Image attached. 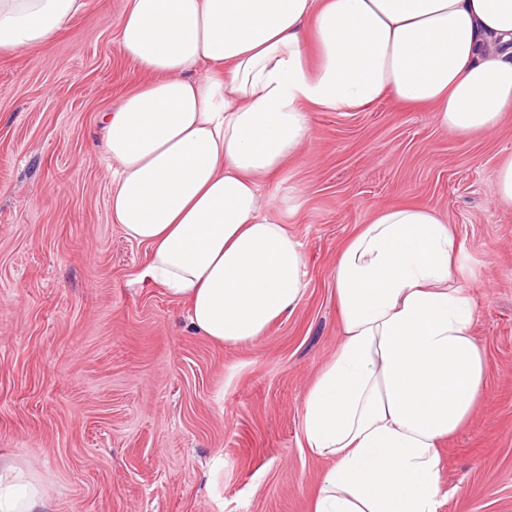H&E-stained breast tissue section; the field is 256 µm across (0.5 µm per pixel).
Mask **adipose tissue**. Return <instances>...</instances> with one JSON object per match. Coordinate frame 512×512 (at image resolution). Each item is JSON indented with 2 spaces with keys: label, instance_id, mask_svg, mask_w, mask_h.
I'll use <instances>...</instances> for the list:
<instances>
[{
  "label": "adipose tissue",
  "instance_id": "ef3b65f1",
  "mask_svg": "<svg viewBox=\"0 0 512 512\" xmlns=\"http://www.w3.org/2000/svg\"><path fill=\"white\" fill-rule=\"evenodd\" d=\"M85 0H0V55L35 50ZM117 45L147 75L103 113L110 209L143 271L219 344L263 336L307 288L300 242L263 183L313 139L310 115L383 97L466 135L512 112V0H126ZM458 246L434 209H380L336 258L342 339L304 398L307 451L331 460L312 512H438L442 444L485 393ZM0 464V512H49Z\"/></svg>",
  "mask_w": 512,
  "mask_h": 512
}]
</instances>
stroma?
Listing matches in <instances>:
<instances>
[{"label":"stroma","mask_w":512,"mask_h":512,"mask_svg":"<svg viewBox=\"0 0 512 512\" xmlns=\"http://www.w3.org/2000/svg\"><path fill=\"white\" fill-rule=\"evenodd\" d=\"M87 2L0 56V462L33 465L52 512H310L327 463L301 417L340 342L336 257L378 209L416 204L456 236L486 352V393L441 449L440 512H512V205L492 192L512 112L466 136L389 97L312 113V143L260 190L302 245L305 294L261 338L218 345L141 279L149 250L112 221L100 116L146 77L117 47L125 0Z\"/></svg>","instance_id":"obj_1"}]
</instances>
